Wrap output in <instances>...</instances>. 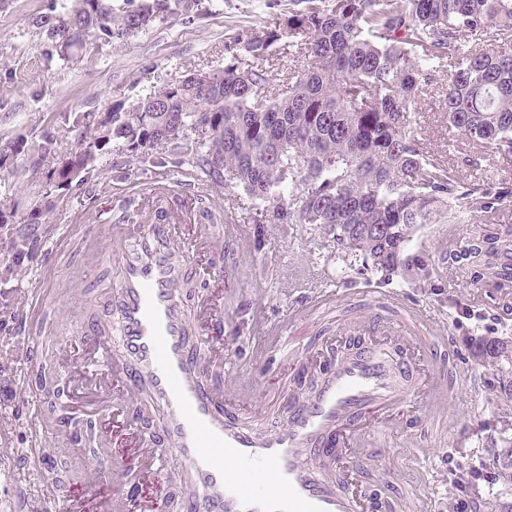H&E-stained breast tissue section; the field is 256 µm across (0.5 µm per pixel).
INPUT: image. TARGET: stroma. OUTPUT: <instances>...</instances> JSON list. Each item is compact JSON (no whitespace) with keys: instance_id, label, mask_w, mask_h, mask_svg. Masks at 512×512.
<instances>
[{"instance_id":"35a3bbf8","label":"stroma","mask_w":512,"mask_h":512,"mask_svg":"<svg viewBox=\"0 0 512 512\" xmlns=\"http://www.w3.org/2000/svg\"><path fill=\"white\" fill-rule=\"evenodd\" d=\"M51 0H0V200L11 204L13 222L0 229V512H45L60 494L45 480L46 449L66 459L74 490L91 482L98 468L95 453L104 433V419L92 414L88 402L93 386L75 381L79 397H61L59 410L82 422L81 434L70 437L48 432L32 437L29 423L44 405L39 389L24 380L35 370L25 365L29 353L52 374L74 370L82 355L79 330L82 310L68 308L65 327L47 319L44 327L31 325L29 301L40 293L47 302L66 305L67 281L84 272L86 292H101L106 279L86 269L81 239L97 234L110 198L143 188L154 177L173 186L185 183L184 167L166 163L149 169L126 157L104 155L82 181L54 194L45 204L44 176L60 165L67 150L85 134L89 116L113 102L134 104L164 81L198 69L224 64V45L247 39L251 32L284 18L294 10L293 0H210L206 10L169 17L150 29L112 43L87 42L73 61L52 55L51 44L37 19L48 14ZM414 119L428 151L454 156L463 139L450 129L445 113L421 102ZM25 150L13 154L16 140ZM214 200L237 217L246 215L245 200L226 199L224 190L208 185ZM38 221H31V214ZM480 229L479 224H422L414 245L428 258L427 278L381 282L361 264L345 261L336 242L310 224H250L241 232L246 247H225L224 259L235 264L236 275L221 293L224 311L233 318L224 331V345L213 348L223 377L237 387L246 416L264 424L285 418V407L272 400L285 395L295 365L287 353L256 360L262 331L282 328L296 345L319 346L334 336L339 323L349 319L376 293L393 291L440 318L439 333L460 359L465 384L451 401L450 419L443 431L430 422V409L416 402L418 426L383 429L388 448L385 466L394 468L398 486L413 490L415 498L434 500L437 512H456L458 502L481 496L482 512H512V482L504 465L512 460V355L486 356L487 340L512 348V285L501 287L476 277L473 266H451L450 251L461 248ZM29 236L26 256L14 264L11 239ZM55 266V282L42 281ZM335 291L341 302L334 312L307 315L316 295ZM426 448L430 456L417 460L414 451Z\"/></svg>"}]
</instances>
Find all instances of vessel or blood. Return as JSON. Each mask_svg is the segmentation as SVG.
I'll return each mask as SVG.
<instances>
[{"label": "vessel or blood", "instance_id": "obj_1", "mask_svg": "<svg viewBox=\"0 0 512 512\" xmlns=\"http://www.w3.org/2000/svg\"><path fill=\"white\" fill-rule=\"evenodd\" d=\"M200 193L195 183L181 189L154 183L127 207H115L106 223L118 255L110 288L96 304L109 321L82 326L81 338L92 349L80 372L94 379L111 368L112 384L121 390L105 437L113 450L104 472L112 496L85 492L69 498L64 512L80 504L90 512H130L127 461L159 492L171 478L166 462L172 457L184 466L185 512H408L409 498L364 490L362 475L343 464L352 452L383 457L369 419L403 417L419 393L428 394L435 409L455 393L456 370L437 367L426 384L411 355L415 349L434 355V317L396 293L374 303L366 316L346 323L311 389L291 394L286 421L260 431L247 427L190 348L195 333L223 337L219 290L230 271L204 268L188 244L218 251L238 238L235 225L222 228L200 216ZM205 276L211 290L187 308L182 288ZM154 408L162 411L156 435L140 427Z\"/></svg>", "mask_w": 512, "mask_h": 512}]
</instances>
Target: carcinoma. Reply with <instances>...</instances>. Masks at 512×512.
Here are the masks:
<instances>
[{
	"label": "carcinoma",
	"instance_id": "obj_1",
	"mask_svg": "<svg viewBox=\"0 0 512 512\" xmlns=\"http://www.w3.org/2000/svg\"><path fill=\"white\" fill-rule=\"evenodd\" d=\"M187 0H66L40 25L64 60L84 43L59 45L56 18L94 41L123 40L175 14ZM287 17L225 47L206 89L192 76L163 83L112 124L85 138L131 160L169 153L203 182L251 201L254 224H317L345 255L390 276L425 271L411 252L420 224L484 221L512 200L463 180L457 168L512 162V0H299ZM285 42L302 57L282 84L256 62ZM446 77L439 109L474 151L456 163L423 148L411 112L434 74ZM495 274L512 278V228L476 235Z\"/></svg>",
	"mask_w": 512,
	"mask_h": 512
}]
</instances>
